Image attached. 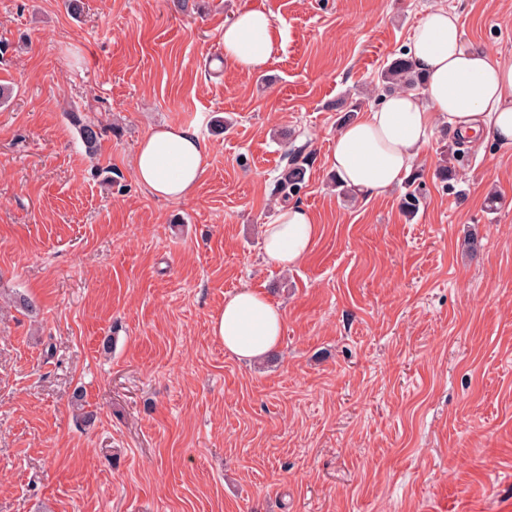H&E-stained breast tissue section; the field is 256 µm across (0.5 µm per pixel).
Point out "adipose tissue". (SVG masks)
I'll return each instance as SVG.
<instances>
[{
    "mask_svg": "<svg viewBox=\"0 0 512 512\" xmlns=\"http://www.w3.org/2000/svg\"><path fill=\"white\" fill-rule=\"evenodd\" d=\"M281 36L269 10L245 8L224 24V62L247 73L263 71ZM408 56L424 79L422 90L395 92L336 133L330 167L344 185L366 198L399 185L440 124L464 142L489 136L512 146V65L467 43L454 8L439 7L425 16ZM207 150L196 130L178 123L158 126L138 143L136 180L157 199H188L204 174ZM319 235L320 226L306 208L276 205L272 220L262 227L265 258L283 270L294 267L306 259ZM283 326L280 306L251 288L225 295L223 307L211 317L213 336L227 354L244 361L273 351Z\"/></svg>",
    "mask_w": 512,
    "mask_h": 512,
    "instance_id": "adipose-tissue-1",
    "label": "adipose tissue"
}]
</instances>
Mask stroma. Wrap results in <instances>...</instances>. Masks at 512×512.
Returning a JSON list of instances; mask_svg holds the SVG:
<instances>
[{"mask_svg": "<svg viewBox=\"0 0 512 512\" xmlns=\"http://www.w3.org/2000/svg\"><path fill=\"white\" fill-rule=\"evenodd\" d=\"M254 5L283 44L246 73L224 23ZM440 6L512 64V0H0V512H512V148L465 146L453 191L439 130L369 200L329 166ZM165 123L209 146L180 202L134 177ZM293 152L322 233L281 270L261 227ZM244 286L285 318L253 363L210 330Z\"/></svg>", "mask_w": 512, "mask_h": 512, "instance_id": "obj_1", "label": "stroma"}]
</instances>
